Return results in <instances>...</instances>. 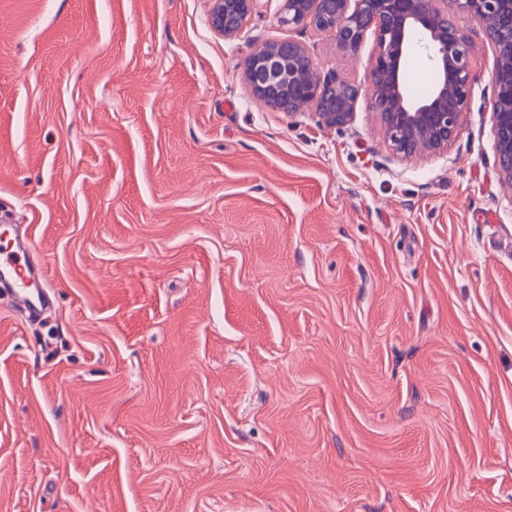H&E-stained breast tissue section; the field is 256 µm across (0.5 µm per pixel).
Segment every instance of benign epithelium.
I'll return each instance as SVG.
<instances>
[{"mask_svg": "<svg viewBox=\"0 0 512 512\" xmlns=\"http://www.w3.org/2000/svg\"><path fill=\"white\" fill-rule=\"evenodd\" d=\"M259 0H211L209 23L229 35L224 27L229 16L244 23ZM325 0H284L278 15L283 28L309 27L333 35L345 53H355L368 34H373L370 86L367 106L392 150L410 157L424 150L441 151L458 136L468 110L474 75L471 46L458 17L483 23L495 16L508 18L512 29V0H333V13L322 11ZM420 40L435 62L439 78L430 96L412 98L400 80ZM497 57L492 112L494 144L502 178L512 183V37L508 46L500 35L491 36ZM288 52L265 54L255 48L245 59L244 75L252 95L262 82L279 83L290 94H301L314 103L321 125L340 128L354 117L359 89L337 75L320 78L306 48L286 41Z\"/></svg>", "mask_w": 512, "mask_h": 512, "instance_id": "7a95c632", "label": "benign epithelium"}]
</instances>
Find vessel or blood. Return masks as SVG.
<instances>
[{"label": "vessel or blood", "mask_w": 512, "mask_h": 512, "mask_svg": "<svg viewBox=\"0 0 512 512\" xmlns=\"http://www.w3.org/2000/svg\"><path fill=\"white\" fill-rule=\"evenodd\" d=\"M17 251V256L0 261V286L13 288L18 306L35 316L46 303V295L38 286L43 271L33 260L32 243L18 244Z\"/></svg>", "instance_id": "1"}]
</instances>
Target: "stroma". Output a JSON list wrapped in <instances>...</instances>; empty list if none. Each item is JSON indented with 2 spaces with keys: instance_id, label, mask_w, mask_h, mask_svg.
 I'll return each mask as SVG.
<instances>
[{
  "instance_id": "stroma-1",
  "label": "stroma",
  "mask_w": 512,
  "mask_h": 512,
  "mask_svg": "<svg viewBox=\"0 0 512 512\" xmlns=\"http://www.w3.org/2000/svg\"><path fill=\"white\" fill-rule=\"evenodd\" d=\"M210 0H0V222L47 307L0 289V512H512V184L495 53L446 152L397 158L359 99L319 125Z\"/></svg>"
}]
</instances>
